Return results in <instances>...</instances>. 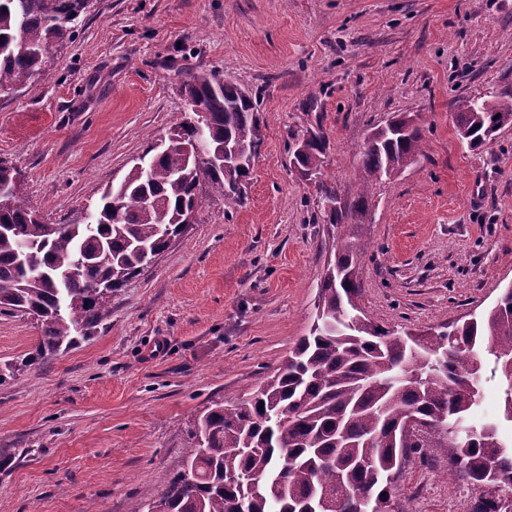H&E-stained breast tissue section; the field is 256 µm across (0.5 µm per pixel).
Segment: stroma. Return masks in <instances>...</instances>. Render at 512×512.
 I'll return each mask as SVG.
<instances>
[{
    "label": "stroma",
    "mask_w": 512,
    "mask_h": 512,
    "mask_svg": "<svg viewBox=\"0 0 512 512\" xmlns=\"http://www.w3.org/2000/svg\"><path fill=\"white\" fill-rule=\"evenodd\" d=\"M258 105L243 205L201 188L188 231L114 293L87 339L0 384V512H140L173 478L190 420L272 374L306 335L336 229L292 164L311 131L325 181L358 191L359 151L394 115L424 152L377 185L359 305L391 331L435 329L512 285V125L478 149L453 102L512 91V0H94L38 80L0 91V158L48 223L93 211L185 111V72ZM40 329L0 313V365ZM482 490L436 449L403 463L402 512H471Z\"/></svg>",
    "instance_id": "35a3bbf8"
}]
</instances>
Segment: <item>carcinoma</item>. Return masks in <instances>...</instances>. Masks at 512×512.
Returning <instances> with one entry per match:
<instances>
[{
	"label": "carcinoma",
	"instance_id": "cac0c4a2",
	"mask_svg": "<svg viewBox=\"0 0 512 512\" xmlns=\"http://www.w3.org/2000/svg\"><path fill=\"white\" fill-rule=\"evenodd\" d=\"M89 0H0V90L37 80L52 47L70 40ZM187 104L201 106L213 159L186 149L194 135L187 112L161 152L107 186L95 212L47 224L25 205L18 172L0 160V310L20 311L41 327L34 351L0 366V383L76 345L109 316L112 294L184 233L202 200L199 186L243 202L249 167L224 163L225 152L259 145L252 98L214 71L183 82ZM454 127L472 149L512 124V93L458 98ZM294 164L322 175L325 138L309 132ZM423 133L394 117L362 145L359 192L340 201L324 182L318 191L339 229L334 261L323 275L309 335L250 397L214 401L188 429L180 470L144 512H395L397 475L416 448H437L479 488L512 498V443L499 424L474 417L485 361L505 378L502 420L512 423V286L480 316L444 325L420 339L360 319L355 299L361 238L374 185L422 153ZM125 202L116 210L115 202ZM424 420L425 435L406 428Z\"/></svg>",
	"mask_w": 512,
	"mask_h": 512
}]
</instances>
